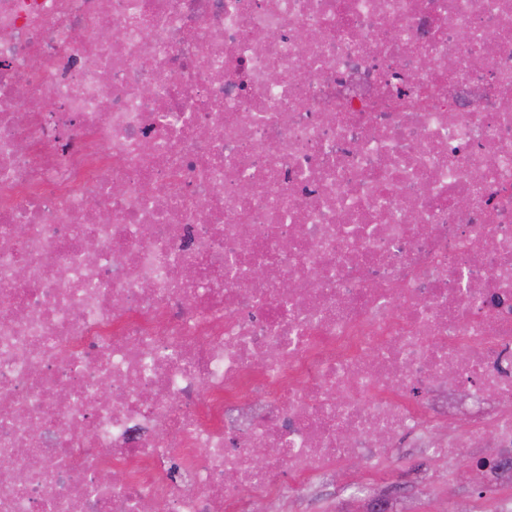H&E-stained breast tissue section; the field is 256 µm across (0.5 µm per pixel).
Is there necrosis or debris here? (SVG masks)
<instances>
[{
  "label": "necrosis or debris",
  "mask_w": 512,
  "mask_h": 512,
  "mask_svg": "<svg viewBox=\"0 0 512 512\" xmlns=\"http://www.w3.org/2000/svg\"><path fill=\"white\" fill-rule=\"evenodd\" d=\"M411 435L512 462V0H0V512Z\"/></svg>",
  "instance_id": "1"
}]
</instances>
